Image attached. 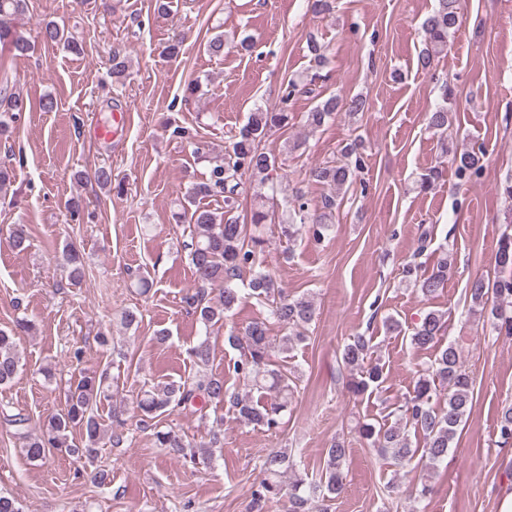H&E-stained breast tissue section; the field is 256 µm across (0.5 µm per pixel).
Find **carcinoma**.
<instances>
[{
  "instance_id": "1",
  "label": "carcinoma",
  "mask_w": 512,
  "mask_h": 512,
  "mask_svg": "<svg viewBox=\"0 0 512 512\" xmlns=\"http://www.w3.org/2000/svg\"><path fill=\"white\" fill-rule=\"evenodd\" d=\"M26 0H0V43H6L17 55L32 50L31 43L20 36L14 21L23 15ZM460 0H437L433 13L425 20L428 47L420 56V65L431 67L435 57L448 47V37L455 32L459 22ZM292 92L281 97V106L275 109L258 108L248 116L247 124L225 147L224 155L216 158L209 178L194 185L190 194L197 197H224V212L216 214L196 208L179 214L187 224L190 242L184 244L188 260L198 287L182 297L185 307L197 315L205 328L224 321L239 301L238 289L233 280L245 270L252 272L249 282L251 295L265 303L273 320L288 325L295 332L283 336L278 348L283 352L306 339L305 332L315 317L313 299L301 296L288 298L285 290L268 272L256 269L260 255L265 251L266 240L255 229L268 223L271 215L265 206L253 209L250 223H240L236 215L238 198L243 190V177L250 174L269 179L279 167L278 158L260 148L263 138L276 129L288 126L292 115L288 101ZM27 109L26 100L19 95L0 99V135L9 131V123L19 112ZM364 112L367 100L360 96L340 98L332 95L307 113V125L319 128L335 118L340 110ZM361 144L354 139L341 150L342 160L334 164L318 165L306 172L307 180L330 187L333 193L322 200L321 212L310 213L306 192L301 188L291 190L293 215L280 225L281 235L289 241L302 233H310L319 241L331 229L333 211L339 206V195L353 183L357 171L363 168ZM485 150L473 147L454 155L457 179L469 182L481 175ZM12 247L25 251L30 246L25 225L16 224L10 232ZM63 267L70 282H80L84 275L83 255L77 246L68 242L62 250ZM498 275L494 279L477 278L467 289L469 310L486 319L500 335L512 337V234H502L495 254ZM451 266L448 257L441 258L428 272L420 271L415 263L403 267V277L424 297H433L447 284ZM445 313L431 310L414 323L409 335L410 344L417 349H435L434 360L422 369L415 381L412 394L393 411V422L358 423V433L370 445L388 456L393 465L402 467L417 462L427 469L434 468L448 457V450L470 413L474 397V380L463 368L460 354L454 344H442L446 330ZM32 323L26 318L16 320L15 329H0V387L10 386L20 370V357L16 349V331L27 332ZM228 342L240 349L239 358L232 364V373L242 379L249 389L260 393L253 399L250 393H240L225 386L224 378L205 375L198 379H184L158 383L141 390L132 408L139 421L153 420L165 413L194 406L200 400L216 405H227L235 419L244 425L277 427L294 397V387L288 371L272 366V342L265 320L251 322L240 335L231 334ZM372 337L358 333L344 345L341 363L348 374L347 386L357 396L378 391L385 381L383 366L371 361ZM191 356L198 368L209 365L211 345L203 338L191 348ZM109 376L105 370L80 371L79 378L70 382L65 396L64 410L45 418L35 428L29 427V418L21 415H4L5 425L14 428L13 435L21 444L26 457L32 461L43 460L55 449L67 454L95 459L104 438L112 447L124 443L125 425L122 405L112 406V421L116 428L106 430L100 423L95 407L109 398ZM77 428L81 439H70L71 430ZM501 444L512 442V406L502 408L498 422ZM422 436L414 443L410 434ZM155 445L168 448L173 453L193 463H207L212 459V448L219 443L214 432L208 441L192 442L172 428L154 432ZM347 448L336 440L326 449L325 465L319 477L311 479L302 471L295 455L286 448L271 450L262 464L263 477L252 491L250 509L262 512L267 503L280 498L288 491V512H329L328 502L340 495L345 486Z\"/></svg>"
}]
</instances>
